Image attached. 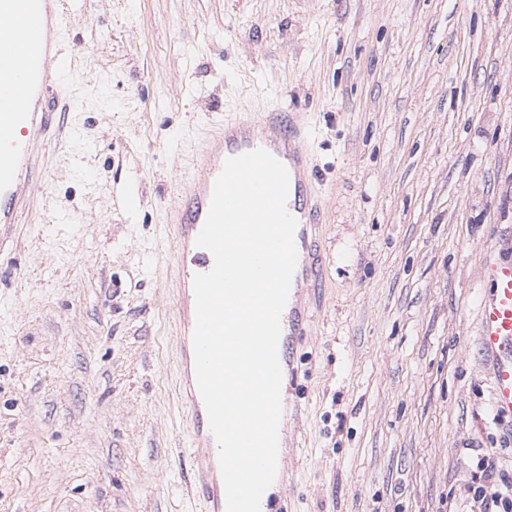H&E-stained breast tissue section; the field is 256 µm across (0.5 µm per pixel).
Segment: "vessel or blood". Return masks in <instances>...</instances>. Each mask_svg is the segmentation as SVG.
I'll list each match as a JSON object with an SVG mask.
<instances>
[{
  "instance_id": "1",
  "label": "vessel or blood",
  "mask_w": 512,
  "mask_h": 512,
  "mask_svg": "<svg viewBox=\"0 0 512 512\" xmlns=\"http://www.w3.org/2000/svg\"><path fill=\"white\" fill-rule=\"evenodd\" d=\"M66 38L62 0H0V224L19 223L32 210L47 166L38 140L50 137L62 120L52 89L60 82L58 64ZM217 148L198 151L193 176L179 193L172 222L174 265L180 273V303L175 317L181 336L180 392L191 435L188 454L204 512H226V495L218 461V444L200 395L193 349L196 274L212 269V254L196 243L208 214L213 186L227 158L263 148L289 173L287 208L298 226V253L290 293L281 318L278 354L283 373L294 370L293 346L307 325L304 297L320 279L316 231L319 209L313 200L312 174L299 143L306 127L292 114L215 122ZM483 276L492 286L479 309L481 344L491 358L494 411L512 418V259L489 261Z\"/></svg>"
}]
</instances>
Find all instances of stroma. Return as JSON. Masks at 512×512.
Segmentation results:
<instances>
[{
    "label": "stroma",
    "instance_id": "obj_1",
    "mask_svg": "<svg viewBox=\"0 0 512 512\" xmlns=\"http://www.w3.org/2000/svg\"><path fill=\"white\" fill-rule=\"evenodd\" d=\"M70 132L0 229V512H201L178 393L176 187L211 121L307 125L323 289L284 512H470L512 241V0H63Z\"/></svg>",
    "mask_w": 512,
    "mask_h": 512
}]
</instances>
